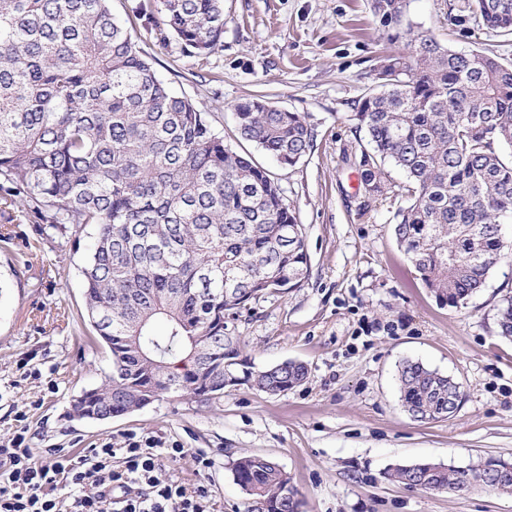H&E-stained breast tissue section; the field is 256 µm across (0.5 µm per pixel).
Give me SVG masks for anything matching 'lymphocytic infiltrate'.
I'll return each mask as SVG.
<instances>
[{"mask_svg":"<svg viewBox=\"0 0 512 512\" xmlns=\"http://www.w3.org/2000/svg\"><path fill=\"white\" fill-rule=\"evenodd\" d=\"M113 454L105 445L48 462L35 460L30 449L19 445L0 448V460L10 464L0 480V512H59L52 492L61 483L71 491L68 512H112L114 491L132 481L145 483L147 491L124 500L121 512H209L206 486L190 491L163 478L153 442L129 440L119 469L112 466Z\"/></svg>","mask_w":512,"mask_h":512,"instance_id":"f902f5d3","label":"lymphocytic infiltrate"}]
</instances>
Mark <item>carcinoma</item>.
Here are the masks:
<instances>
[{
    "label": "carcinoma",
    "mask_w": 512,
    "mask_h": 512,
    "mask_svg": "<svg viewBox=\"0 0 512 512\" xmlns=\"http://www.w3.org/2000/svg\"><path fill=\"white\" fill-rule=\"evenodd\" d=\"M134 19L110 0H0V204L22 202L41 234L87 231L82 269L88 320L112 355V375L71 404L78 419L108 420L164 393L199 401L224 392V364L237 357L224 316L248 302L300 288L310 275L304 225L265 169L224 145L208 113L160 80L132 31L206 64L223 47L224 0H160ZM388 44L376 86L349 120L364 133L358 191L378 201L388 168L406 178L410 202L393 233L422 285L457 307L505 258L502 221L512 218V62L455 51L402 27L406 0H373ZM512 35V8L465 0L455 21ZM237 134L288 166L312 149L305 118L252 98L234 106ZM512 339V295L497 309ZM305 364L257 372L270 393L303 383ZM400 400L416 420L446 419L459 383L419 362L398 371ZM251 512H300L290 478L261 454L233 463ZM391 477L434 491L480 486L512 495V459L467 467L419 462Z\"/></svg>",
    "instance_id": "1"
}]
</instances>
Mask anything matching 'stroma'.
<instances>
[{
	"label": "stroma",
	"mask_w": 512,
	"mask_h": 512,
	"mask_svg": "<svg viewBox=\"0 0 512 512\" xmlns=\"http://www.w3.org/2000/svg\"><path fill=\"white\" fill-rule=\"evenodd\" d=\"M463 2L409 0L404 21L455 50L512 60V36L450 24L449 4ZM378 36L371 0H224V47L206 69L177 39L151 48L158 76L215 114L225 145L269 171L305 227L308 281L249 302L225 317L224 333L238 340L235 373L295 360L306 381L276 395L244 381L206 402L166 394L104 422L71 417V400L106 383L112 367L86 319L84 252L72 237L40 238L34 221L14 224L0 211V232L12 235L0 248L1 448L21 436L45 460L108 443L119 468L128 436L148 438L165 474L208 487L210 512H247L232 468L255 453L288 474L301 512H512V495L432 491L390 476L399 464L512 458V341L496 325L512 260L466 304L440 305L393 234L404 177L391 171L386 200L364 208L349 116L374 84ZM256 96L313 128L314 146L297 165L236 138L233 106ZM408 360L460 383L453 416L421 422L404 410L398 369ZM173 446L183 455L168 458ZM201 454L209 468L198 467Z\"/></svg>",
	"instance_id": "35a3bbf8"
}]
</instances>
